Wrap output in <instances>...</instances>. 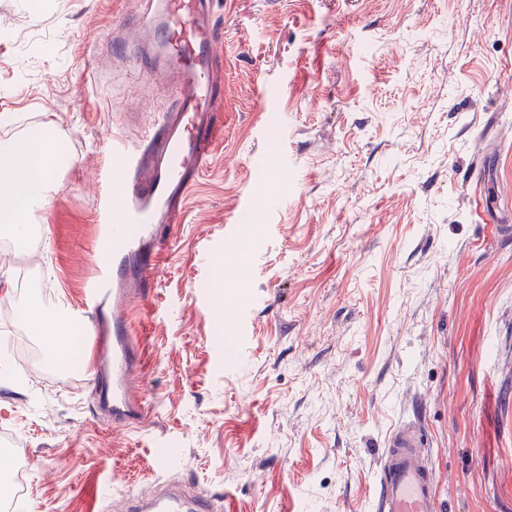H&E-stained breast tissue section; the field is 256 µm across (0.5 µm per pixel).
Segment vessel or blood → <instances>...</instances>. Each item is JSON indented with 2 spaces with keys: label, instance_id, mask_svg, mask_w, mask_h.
<instances>
[{
  "label": "vessel or blood",
  "instance_id": "1",
  "mask_svg": "<svg viewBox=\"0 0 512 512\" xmlns=\"http://www.w3.org/2000/svg\"><path fill=\"white\" fill-rule=\"evenodd\" d=\"M214 0H139L138 70L165 73L172 89L135 137L113 134L121 162L96 195L93 270L74 320L93 339L89 371L99 412L113 427L144 423L151 406L135 388L145 346L133 312L154 295L185 201L224 141V48ZM437 473L419 425L393 429L367 512H438ZM122 512H213L208 492L166 479L148 495L126 494Z\"/></svg>",
  "mask_w": 512,
  "mask_h": 512
}]
</instances>
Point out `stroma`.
I'll use <instances>...</instances> for the list:
<instances>
[{"instance_id": "1", "label": "stroma", "mask_w": 512, "mask_h": 512, "mask_svg": "<svg viewBox=\"0 0 512 512\" xmlns=\"http://www.w3.org/2000/svg\"><path fill=\"white\" fill-rule=\"evenodd\" d=\"M0 0V139L46 128L71 164L37 212L47 288L79 306L104 133L163 87L106 34L133 0ZM231 121L137 315L154 409L96 416L87 335L26 375L0 326V428L30 485L13 512H96L149 489L164 442L218 512H363L381 450L423 426L441 512H512V0H215ZM100 56L96 82L87 62Z\"/></svg>"}]
</instances>
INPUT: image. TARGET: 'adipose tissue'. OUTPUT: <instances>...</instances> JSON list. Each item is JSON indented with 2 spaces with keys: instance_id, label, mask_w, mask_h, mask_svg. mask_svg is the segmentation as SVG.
<instances>
[{
  "instance_id": "ef3b65f1",
  "label": "adipose tissue",
  "mask_w": 512,
  "mask_h": 512,
  "mask_svg": "<svg viewBox=\"0 0 512 512\" xmlns=\"http://www.w3.org/2000/svg\"><path fill=\"white\" fill-rule=\"evenodd\" d=\"M68 156L60 136L33 132L0 140V179L10 183L0 196V236L23 243L34 214L48 203L50 175L64 169Z\"/></svg>"
}]
</instances>
